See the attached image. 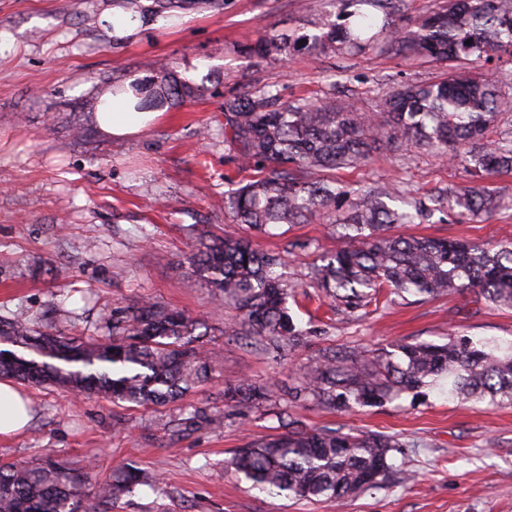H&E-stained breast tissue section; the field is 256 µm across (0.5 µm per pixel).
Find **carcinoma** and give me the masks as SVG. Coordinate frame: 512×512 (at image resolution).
Wrapping results in <instances>:
<instances>
[{"mask_svg":"<svg viewBox=\"0 0 512 512\" xmlns=\"http://www.w3.org/2000/svg\"><path fill=\"white\" fill-rule=\"evenodd\" d=\"M403 0H326L300 36L265 35L261 56L283 62L303 54H354L379 48L448 65L425 85L407 82L385 95L376 113L354 98L285 100L276 85L224 96V146L258 176L224 192V210L236 224L265 232L277 224L319 221L336 225V248L314 267L312 277L331 310L369 313L390 297L435 296L474 291L484 301L512 309V242L489 248L448 238L401 236L396 224H423L448 211L460 223L494 217L500 201L475 179L512 175V132L492 137L512 95L480 72L506 54L512 57V0H446L423 17L402 12ZM377 29L367 35L370 29ZM152 97L182 103L195 88L172 76L154 82ZM404 152L431 149L464 169L468 184L413 196L388 183L365 188L325 178L336 169H356L381 145ZM194 276L216 300L238 312L229 336H257L266 349L294 351L307 332L289 314L294 288L277 272L278 254L255 249L249 238H196L190 257ZM201 323L159 302L143 300L112 310V339L54 333L17 312L0 318V374L31 386L95 394L138 407L164 406L212 379V357L195 331ZM439 388L448 397L512 405V345L450 336L442 344L397 342L386 348L325 349L312 358L303 382L288 391L292 403L308 398L341 412L381 407L408 392ZM236 403L260 405L264 388L230 386ZM288 430L243 444L227 466L244 480L288 498L340 501L380 489L389 474L415 478L406 455L415 442L381 433L308 428L299 419ZM127 464L99 482L85 469L46 456L40 462L0 466V512H112L115 504L145 483Z\"/></svg>","mask_w":512,"mask_h":512,"instance_id":"1","label":"carcinoma"}]
</instances>
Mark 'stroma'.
Masks as SVG:
<instances>
[{"mask_svg":"<svg viewBox=\"0 0 512 512\" xmlns=\"http://www.w3.org/2000/svg\"><path fill=\"white\" fill-rule=\"evenodd\" d=\"M322 8V0H226L218 13L188 5L120 37L108 20L121 10L117 0H0V313L21 310L62 330L106 336L105 313L150 298L204 323L215 360L213 381L153 409L28 388L33 420L21 434L0 436V464L50 454L91 468L99 480L121 462L160 478V489L139 487L115 512H512V406L451 401L428 389L340 414L313 402L290 408L282 399L233 406L224 394L231 384L278 391L297 383L324 347L442 343L451 334L512 341V310L475 305L468 291L397 298L358 320L314 322L313 304L298 301L289 306L293 319L315 332L308 346L279 358L251 338L225 335L236 311L216 303L188 264L199 233L220 238L233 227L224 192L241 172L224 150L225 94L273 83L287 99L356 97L373 111L385 93L443 71L377 49L296 63L246 54L268 33L306 27ZM147 61L191 83L196 95L161 104L139 133L101 131V96L116 83L155 80ZM339 176L365 185L390 181L419 195L468 181L447 158L414 146L405 163L383 146L371 162ZM486 184L504 204L489 221L459 224L438 212L430 223L399 225L398 233L488 247L512 242V176ZM251 238L278 253L284 279L307 293L313 263L334 247L331 225L319 222L280 224ZM197 407L206 419L185 427ZM284 410L310 427L416 441L409 451L416 482L393 475L339 507L270 495L227 472L234 448L283 433Z\"/></svg>","mask_w":512,"mask_h":512,"instance_id":"obj_1","label":"stroma"}]
</instances>
